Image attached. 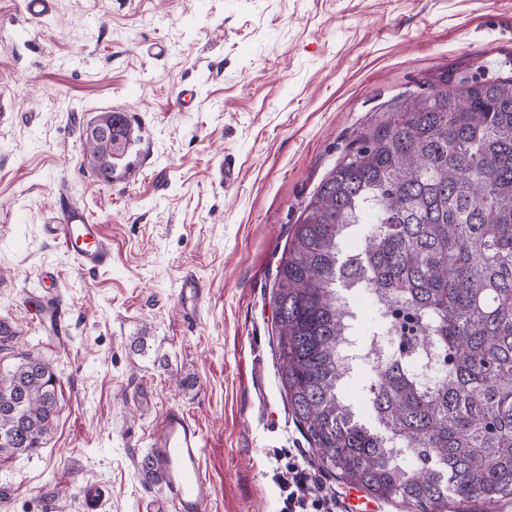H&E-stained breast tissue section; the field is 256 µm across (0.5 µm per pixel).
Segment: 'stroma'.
Segmentation results:
<instances>
[{"label":"stroma","instance_id":"35a3bbf8","mask_svg":"<svg viewBox=\"0 0 512 512\" xmlns=\"http://www.w3.org/2000/svg\"><path fill=\"white\" fill-rule=\"evenodd\" d=\"M31 21L0 0V373L23 356L60 380L37 451L0 462V512H154L144 479L163 411L206 433L211 512H280L278 457L307 452L278 377L272 287L289 229L349 145L412 93L512 77V0H55ZM189 103H181L185 91ZM124 109L137 173L106 186L80 130ZM231 160L233 187L216 179ZM102 224L112 264L82 271L44 232L59 184ZM55 268L71 347L52 351L29 314ZM208 289L195 323L179 284ZM147 332L152 353L130 340ZM345 512H420L319 471Z\"/></svg>","mask_w":512,"mask_h":512}]
</instances>
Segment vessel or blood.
<instances>
[{"mask_svg":"<svg viewBox=\"0 0 512 512\" xmlns=\"http://www.w3.org/2000/svg\"><path fill=\"white\" fill-rule=\"evenodd\" d=\"M48 233L79 268L98 272L112 263V241L103 225L91 221L71 200L66 185H59ZM41 292L32 309L33 320L58 351L70 347L71 316L64 301L59 276L45 269ZM207 295L203 282L192 273L181 279L180 304L187 320H196ZM205 435L199 423L179 409L164 413L160 432L148 458L162 477L167 500L174 512H209L213 487L204 473Z\"/></svg>","mask_w":512,"mask_h":512,"instance_id":"1","label":"vessel or blood"}]
</instances>
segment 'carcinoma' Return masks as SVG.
Wrapping results in <instances>:
<instances>
[{"mask_svg": "<svg viewBox=\"0 0 512 512\" xmlns=\"http://www.w3.org/2000/svg\"><path fill=\"white\" fill-rule=\"evenodd\" d=\"M137 140L112 110L80 133L91 172L109 179ZM367 215L371 231L344 255ZM345 288L386 297L373 335L394 345L364 381L373 425L338 387ZM273 303L281 387L320 467L430 512L511 500L512 78L444 79L361 132L291 226ZM58 386L40 357L0 374L1 459L41 447Z\"/></svg>", "mask_w": 512, "mask_h": 512, "instance_id": "obj_1", "label": "carcinoma"}]
</instances>
